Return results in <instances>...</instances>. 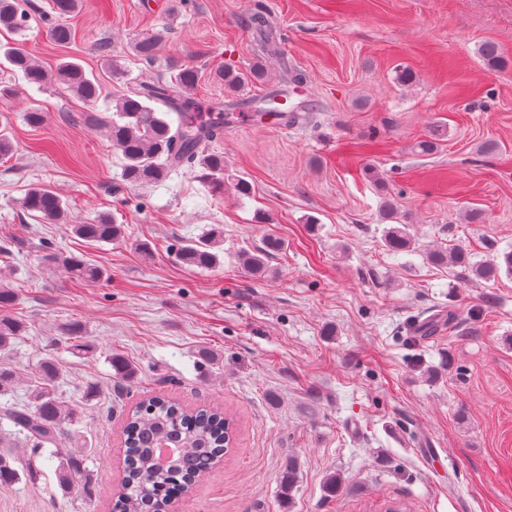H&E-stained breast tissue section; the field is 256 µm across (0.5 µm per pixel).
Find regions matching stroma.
Masks as SVG:
<instances>
[{"instance_id":"stroma-1","label":"stroma","mask_w":512,"mask_h":512,"mask_svg":"<svg viewBox=\"0 0 512 512\" xmlns=\"http://www.w3.org/2000/svg\"><path fill=\"white\" fill-rule=\"evenodd\" d=\"M23 32L0 29L46 70L79 63L104 87L91 103L53 85L21 84L0 101L11 155L0 158V284L24 330L6 351L13 385L0 406H21L47 357L59 397L83 413L85 471L69 490L56 462L0 483V512H112L123 466L126 409L152 395L222 406L238 422L223 465L178 512H512V276L485 282L432 265L449 243L480 257L512 248V0H79L56 19L50 0H28ZM266 12L274 39L260 48L242 19ZM74 40L55 43V21ZM161 34L157 59L136 42ZM506 63L487 70L483 42ZM178 59L196 67L197 97L223 104L224 134L210 142L252 186L214 193L187 169L131 186L96 121L108 119L127 82H153ZM269 64L265 83L229 101L219 74ZM415 80L397 81L398 70ZM304 75L293 84V72ZM297 111L267 114L269 99ZM45 112L30 126L25 115ZM442 126L440 148L414 143ZM45 185L67 203L65 223L22 207ZM413 225V251L381 244L385 195ZM477 209L483 223L466 221ZM113 217L111 242L74 235V224ZM224 232L220 263L183 264V240ZM275 234L286 248L256 276L241 250ZM101 268L96 282L49 265L48 253ZM91 344L84 358L71 336ZM220 358L200 369L198 355ZM137 369L120 386L110 354ZM299 465L280 492L288 459ZM338 474L344 491L325 490Z\"/></svg>"}]
</instances>
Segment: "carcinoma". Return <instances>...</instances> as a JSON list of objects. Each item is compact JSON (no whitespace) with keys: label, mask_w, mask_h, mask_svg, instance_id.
I'll return each instance as SVG.
<instances>
[{"label":"carcinoma","mask_w":512,"mask_h":512,"mask_svg":"<svg viewBox=\"0 0 512 512\" xmlns=\"http://www.w3.org/2000/svg\"><path fill=\"white\" fill-rule=\"evenodd\" d=\"M24 2L0 0V27L15 31L25 26ZM160 41L159 34L141 39L136 43L137 55L146 62L153 61ZM479 55L489 70L503 61L502 51L494 42L482 44ZM0 59L20 72L29 84L52 81L87 102L100 95L99 82L75 62H63L49 73L19 44L9 42L0 43ZM168 70L169 77L151 84L131 82L127 92L115 100L110 120L102 123L113 149L122 156L123 176L133 185H148L165 180L185 166L198 167L199 178L221 190L224 182L231 179L224 169V155L206 150L203 144L218 139L224 131V110L195 97L200 82L198 69L172 60ZM223 76L224 87L236 92L248 84L264 82L267 71L261 65L244 72L227 69ZM442 136L441 129H434L428 138L416 143L415 150L424 155L434 153ZM22 205L49 224L66 219L62 196L48 187L30 188ZM70 230L78 237L96 242L112 241L122 234L121 226L108 216H100L92 224H72ZM382 240L390 252L409 251L413 241L410 225L400 223L385 228ZM221 243L220 231L212 230L181 245L179 259L188 266L211 268L218 262L215 248ZM284 247L279 237L267 235L261 245L240 251L239 260L251 273L261 275L267 270L269 259ZM52 260L62 261V267L86 280L97 281L103 276L98 267L72 258L55 255ZM429 260L436 265L462 268L484 281H493L503 273L512 275V251L479 260L466 247L454 244L446 251L431 252ZM20 332L18 324L0 317V352L8 350ZM110 363L117 379H134L135 367L121 355H113ZM57 377L58 366L53 359H46L41 367V381L31 389L28 405L10 406L0 412L31 446L27 473L36 468L45 449L54 448L46 460L58 456L55 448L62 446L65 429L76 418V409L65 405L56 392ZM232 421L218 407L190 408L159 396L140 402L126 417L125 469L121 479L124 496L119 498L118 512H168L174 492L212 470L224 456ZM160 448H173L175 453L162 461L157 454ZM83 468V455L66 454L56 468L60 486L65 490L73 486L81 478ZM296 481V464L290 459L280 474L282 493L289 494Z\"/></svg>","instance_id":"obj_1"}]
</instances>
